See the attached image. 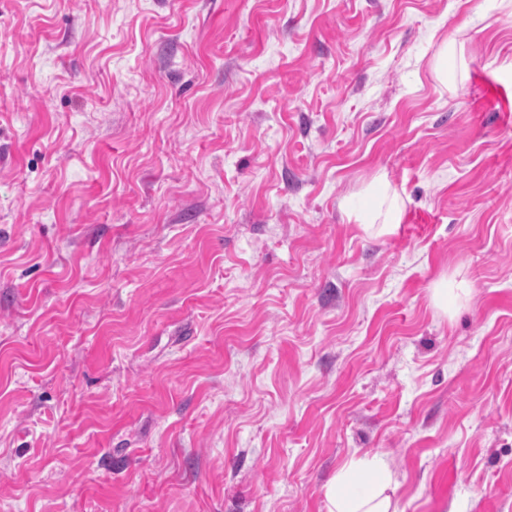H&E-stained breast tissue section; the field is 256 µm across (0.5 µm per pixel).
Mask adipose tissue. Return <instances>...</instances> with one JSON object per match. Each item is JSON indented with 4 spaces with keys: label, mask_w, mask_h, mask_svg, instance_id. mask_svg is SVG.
<instances>
[{
    "label": "adipose tissue",
    "mask_w": 512,
    "mask_h": 512,
    "mask_svg": "<svg viewBox=\"0 0 512 512\" xmlns=\"http://www.w3.org/2000/svg\"><path fill=\"white\" fill-rule=\"evenodd\" d=\"M399 483L382 463L366 458L344 465L326 486V512H398Z\"/></svg>",
    "instance_id": "1"
}]
</instances>
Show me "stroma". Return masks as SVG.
<instances>
[{
    "mask_svg": "<svg viewBox=\"0 0 512 512\" xmlns=\"http://www.w3.org/2000/svg\"><path fill=\"white\" fill-rule=\"evenodd\" d=\"M358 458L512 512V0H0V512H326ZM376 183L372 188L375 219L382 218L381 224L400 223L403 203L395 195L388 193L385 185L381 184L383 180H377ZM375 219L361 216L359 221L362 224H373Z\"/></svg>",
    "mask_w": 512,
    "mask_h": 512,
    "instance_id": "35a3bbf8",
    "label": "stroma"
}]
</instances>
